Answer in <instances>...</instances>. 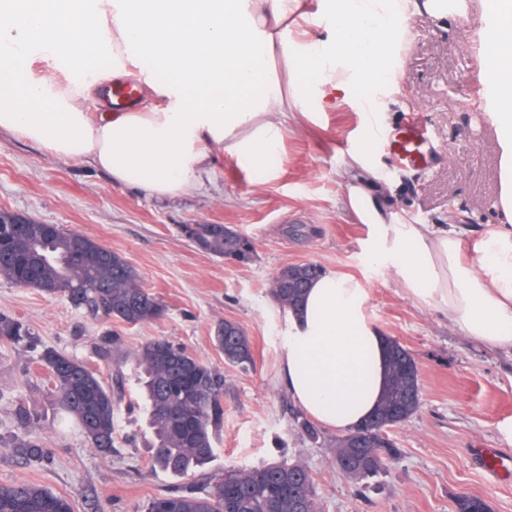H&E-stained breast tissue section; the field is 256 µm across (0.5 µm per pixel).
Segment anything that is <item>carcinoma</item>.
Here are the masks:
<instances>
[{
  "label": "carcinoma",
  "instance_id": "carcinoma-1",
  "mask_svg": "<svg viewBox=\"0 0 512 512\" xmlns=\"http://www.w3.org/2000/svg\"><path fill=\"white\" fill-rule=\"evenodd\" d=\"M191 240L226 259L247 262L252 246L224 224H196ZM304 273L322 274L316 264H290L273 280V297L283 305L298 306L302 289L289 285ZM0 279L32 288L47 296L62 295L71 306L92 319L138 325L162 317L164 305L142 284L131 263L121 254L77 231L32 221L15 238L11 225L0 223ZM387 344L386 387L371 424L369 447L363 455L348 448L345 436L336 437L335 460L340 473L362 482L388 470L399 449L389 431L415 414L422 404L418 363L412 352L392 336ZM215 342L225 364L247 370L254 365L252 341L232 321L220 323ZM24 345L37 352V361L54 386L59 423L73 424L102 454L112 453L115 417L122 402L123 381H105L83 360L42 344L24 321L0 314V345ZM139 368L142 408L149 425V447L154 468L185 477L204 468L214 457L215 436L224 418L221 398L224 376L166 338L146 341L135 352ZM18 434L12 447L32 462L49 459V450L34 427L29 409H15ZM308 512H319L314 480L299 462L268 463L249 470L231 469L224 481L204 496L168 491L153 497L146 512H296L298 501ZM0 512H74L70 499L34 483H0ZM456 512H491L486 500L462 495Z\"/></svg>",
  "mask_w": 512,
  "mask_h": 512
}]
</instances>
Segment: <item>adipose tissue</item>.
<instances>
[{
  "label": "adipose tissue",
  "instance_id": "obj_1",
  "mask_svg": "<svg viewBox=\"0 0 512 512\" xmlns=\"http://www.w3.org/2000/svg\"><path fill=\"white\" fill-rule=\"evenodd\" d=\"M319 2L312 14L307 0H11L0 11V130L149 196L193 195L218 153L273 174L297 115L355 99L378 126L410 19L460 17L487 43L481 74L494 91L499 223L472 237L391 212L367 140L345 161L344 193L373 226L367 256L407 298L475 340L512 349V0H482L478 14L466 0ZM296 14L324 36H296ZM138 59L153 61L141 78L161 105L90 111L96 83L123 77ZM366 304L358 279L331 272L299 307L275 308L289 393L340 433L371 414L386 381L383 334Z\"/></svg>",
  "mask_w": 512,
  "mask_h": 512
}]
</instances>
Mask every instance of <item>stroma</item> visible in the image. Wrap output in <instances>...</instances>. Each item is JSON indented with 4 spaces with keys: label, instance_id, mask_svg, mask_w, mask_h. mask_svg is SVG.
Here are the masks:
<instances>
[{
    "label": "stroma",
    "instance_id": "stroma-1",
    "mask_svg": "<svg viewBox=\"0 0 512 512\" xmlns=\"http://www.w3.org/2000/svg\"><path fill=\"white\" fill-rule=\"evenodd\" d=\"M482 53L480 36L456 17L423 13L409 22L386 126L419 113L437 153L427 167L398 168L382 143L373 150L384 167L388 207L412 222H456L475 235L499 221L493 207L498 156L486 121L491 92L481 78ZM368 129L367 113L354 103L298 118L274 160V178L219 155L210 182L177 199L147 196L112 182L105 171L57 160L1 132L0 210L79 231L125 256L165 313L135 326L99 322L64 297L0 280V313L23 319L46 345L82 359L103 378L126 380L115 447L104 455L76 428L59 427L52 385L36 352L0 346V483L43 485L68 496L74 512H145L151 497L172 489L206 493L225 470L298 461L311 472L321 512H456L461 495L485 499L492 512H512V480L471 454L494 448L512 460V440L502 432L512 422V353L477 343L442 315L418 307L391 274L368 262L363 245L372 227L345 203L341 176ZM187 224L232 226L251 241V260L203 250L185 235ZM306 262L357 277L369 318L409 348L421 368L422 406L390 432L400 455L368 486L337 473L334 430L320 427L315 442L301 434L294 423L299 407L281 378L283 336L271 282L282 266ZM227 320L251 337L253 368L225 364L214 336ZM107 330L120 343L105 359L97 346ZM154 337L179 344L224 376L215 457L184 478L152 468L149 433L136 404L134 353ZM17 403L35 414L50 460L28 463L11 448L17 429L10 411Z\"/></svg>",
    "mask_w": 512,
    "mask_h": 512
}]
</instances>
